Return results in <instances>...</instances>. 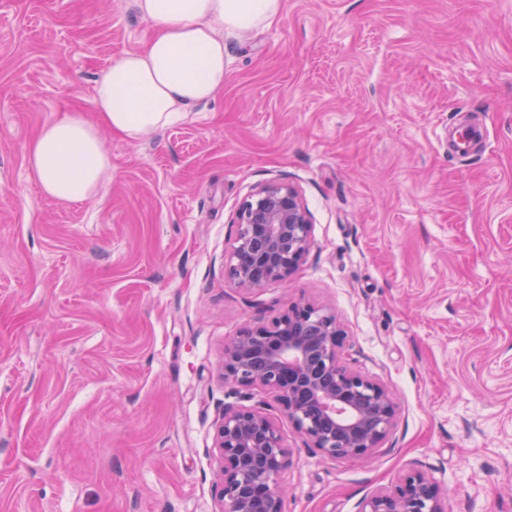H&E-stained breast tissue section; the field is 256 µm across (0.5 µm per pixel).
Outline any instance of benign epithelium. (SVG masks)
Listing matches in <instances>:
<instances>
[{"instance_id": "benign-epithelium-1", "label": "benign epithelium", "mask_w": 512, "mask_h": 512, "mask_svg": "<svg viewBox=\"0 0 512 512\" xmlns=\"http://www.w3.org/2000/svg\"><path fill=\"white\" fill-rule=\"evenodd\" d=\"M311 233L298 190L266 184L239 208L228 276L247 291L287 280L308 251ZM346 339L336 315L295 302L271 323L248 325L224 342L220 379L272 393L305 445L323 457H362L381 447L398 405L383 383L342 362ZM215 447V512H283L290 450L263 407H224ZM361 512H446L445 494L426 472L412 468L394 488L366 499Z\"/></svg>"}]
</instances>
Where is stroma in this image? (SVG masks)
<instances>
[{
	"mask_svg": "<svg viewBox=\"0 0 512 512\" xmlns=\"http://www.w3.org/2000/svg\"><path fill=\"white\" fill-rule=\"evenodd\" d=\"M151 31L134 0H0V512H215V425L268 403L284 512H361L425 470L448 512H512V0H282L224 39V86L180 123L104 135L89 201L45 196L26 148L91 111ZM479 126L471 154L448 149ZM295 186L312 242L287 281L226 262L257 188ZM302 301L398 417L331 461L266 391L219 378L226 338Z\"/></svg>",
	"mask_w": 512,
	"mask_h": 512,
	"instance_id": "obj_1",
	"label": "stroma"
}]
</instances>
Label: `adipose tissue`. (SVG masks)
<instances>
[{
    "instance_id": "ef3b65f1",
    "label": "adipose tissue",
    "mask_w": 512,
    "mask_h": 512,
    "mask_svg": "<svg viewBox=\"0 0 512 512\" xmlns=\"http://www.w3.org/2000/svg\"><path fill=\"white\" fill-rule=\"evenodd\" d=\"M151 34L96 83L90 113L66 111L27 147L31 177L61 202L96 195L111 163L101 134L134 141L175 124L224 85V38L271 25L281 0H135Z\"/></svg>"
}]
</instances>
